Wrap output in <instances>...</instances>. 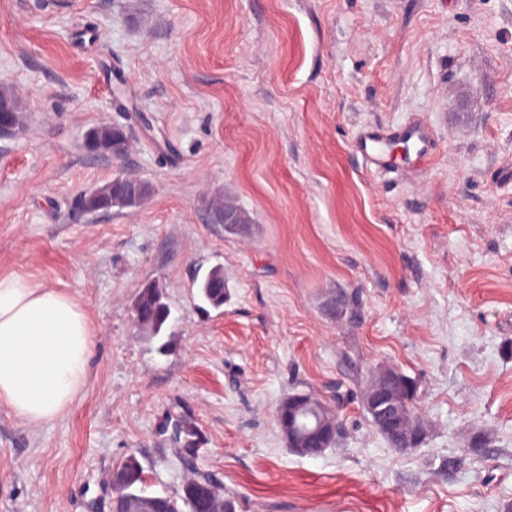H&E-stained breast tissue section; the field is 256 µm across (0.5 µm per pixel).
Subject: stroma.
<instances>
[{
	"mask_svg": "<svg viewBox=\"0 0 512 512\" xmlns=\"http://www.w3.org/2000/svg\"><path fill=\"white\" fill-rule=\"evenodd\" d=\"M1 83L24 119L0 135V276L74 296L93 345L55 423L0 407V512H108L133 452L148 492L175 493L178 415L237 512L512 503V0H0ZM417 118L431 163L370 169L359 131ZM113 123L127 155L88 153ZM120 173L152 184L146 205L78 209ZM214 193L247 233L208 223ZM214 268L224 305L202 312ZM151 283L171 311L156 337L133 313ZM339 292L356 320L327 314ZM380 367L416 385L415 450L364 410ZM302 391L343 427L318 457L276 419Z\"/></svg>",
	"mask_w": 512,
	"mask_h": 512,
	"instance_id": "obj_1",
	"label": "stroma"
}]
</instances>
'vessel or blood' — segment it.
I'll list each match as a JSON object with an SVG mask.
<instances>
[{
	"instance_id": "1",
	"label": "vessel or blood",
	"mask_w": 512,
	"mask_h": 512,
	"mask_svg": "<svg viewBox=\"0 0 512 512\" xmlns=\"http://www.w3.org/2000/svg\"><path fill=\"white\" fill-rule=\"evenodd\" d=\"M401 140L415 146L413 155L405 158V166L415 167L429 159L432 133L429 126L421 121L399 126L367 127L358 137V151L367 165L386 170L392 165L389 147L393 142Z\"/></svg>"
}]
</instances>
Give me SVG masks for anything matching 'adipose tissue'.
<instances>
[{
  "label": "adipose tissue",
  "instance_id": "ef3b65f1",
  "mask_svg": "<svg viewBox=\"0 0 512 512\" xmlns=\"http://www.w3.org/2000/svg\"><path fill=\"white\" fill-rule=\"evenodd\" d=\"M93 331L69 294L0 276V405L30 426L54 423L79 400Z\"/></svg>",
  "mask_w": 512,
  "mask_h": 512
}]
</instances>
